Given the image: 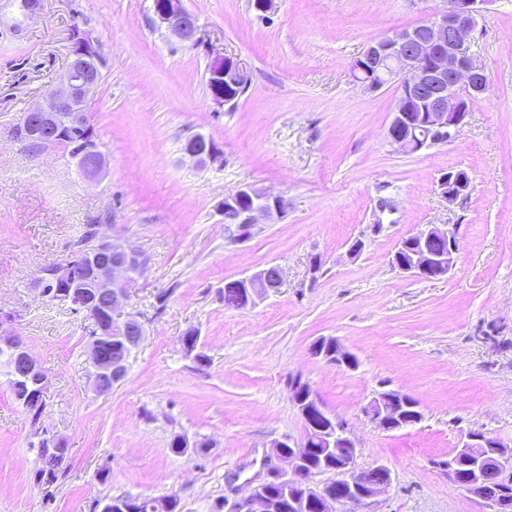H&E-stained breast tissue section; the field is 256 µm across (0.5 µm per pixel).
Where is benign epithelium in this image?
Returning a JSON list of instances; mask_svg holds the SVG:
<instances>
[{"instance_id": "7a95c632", "label": "benign epithelium", "mask_w": 512, "mask_h": 512, "mask_svg": "<svg viewBox=\"0 0 512 512\" xmlns=\"http://www.w3.org/2000/svg\"><path fill=\"white\" fill-rule=\"evenodd\" d=\"M492 3L443 0L434 17L370 43L351 64L355 80L369 90L389 83L396 86V105L387 137L398 150L413 154L445 144L467 123L472 103L487 87L484 67L472 51L473 34ZM152 11L155 21L182 42L194 48L204 45L198 18L185 7L184 0H152ZM100 65L98 41L90 32L74 27L62 85L49 94L47 106L24 113L15 131L17 138L40 146L55 145L74 131L84 133L87 141L79 162L90 178L104 169V156L87 120V103L101 80ZM207 74L212 101L219 108L233 106L240 98V89L249 83L247 71L231 56L214 57ZM185 154L201 165L222 159L214 142L199 134L193 136ZM470 185L469 172L458 167L448 169L437 180L439 194L450 204L466 196ZM286 208L283 197L246 186L224 197L221 214L224 223L246 228L262 218L281 217ZM412 238L417 245L409 260L398 258V253L407 248L404 239L392 254V263L401 271L425 280L451 271L459 251L455 229L430 225ZM433 238L448 240V251L427 250L424 242ZM95 240V247L82 253L79 262L70 258L48 267L34 287L88 322L86 380L96 395L105 397L125 379L129 359L145 336V322L139 315L121 314L128 299L124 281L144 273L145 266L141 251L99 236ZM282 285V272L276 265L224 283V287L245 294L249 306ZM13 320L9 312L0 314V365L6 369L9 386L23 390L25 400L43 403L49 398V375L12 327ZM114 343L121 351L118 357L112 356ZM311 353L338 367H352L341 350H327L320 341L311 347ZM288 386L312 438L305 437L299 443L289 438L275 442L274 454L286 467L269 470L247 497L234 502L230 512H277L266 493L272 481L287 491L288 512H302V507L315 500L322 502V512H339L346 504L372 499L385 491L391 483L390 470L383 465L358 467L359 448L349 437L346 424L323 406L301 376L290 377ZM401 401L420 407L414 397L386 389L372 398L366 413L386 431L421 421L420 415L410 422L404 420ZM35 435L38 447L58 455L60 463L66 462L69 448L62 437L47 430H37ZM314 443L321 464L308 473L303 467L304 458ZM283 448L288 453H282ZM443 466L453 483L483 500L491 512H512L511 447L487 434L470 432ZM327 474L335 484L334 494L326 483L317 481Z\"/></svg>"}]
</instances>
